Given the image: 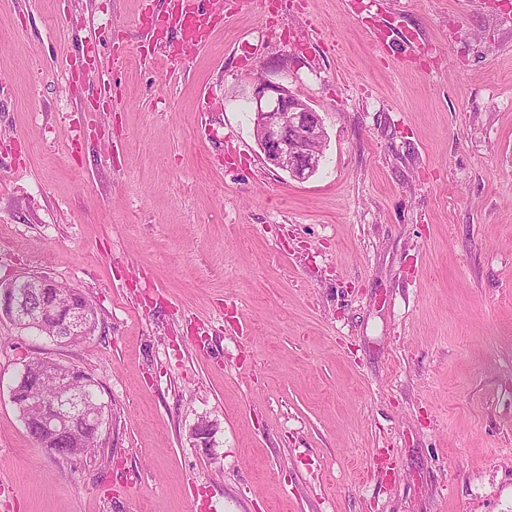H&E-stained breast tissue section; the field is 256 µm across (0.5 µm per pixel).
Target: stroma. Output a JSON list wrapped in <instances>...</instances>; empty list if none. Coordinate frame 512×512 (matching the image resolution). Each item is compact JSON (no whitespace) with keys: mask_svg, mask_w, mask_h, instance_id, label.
<instances>
[{"mask_svg":"<svg viewBox=\"0 0 512 512\" xmlns=\"http://www.w3.org/2000/svg\"><path fill=\"white\" fill-rule=\"evenodd\" d=\"M169 8L0 0V280L99 317H0L13 512H512V0L232 2L182 57ZM261 75L322 118L307 180ZM32 358L95 381L96 457L28 435ZM249 103L255 139L267 163L294 180L311 177L323 158L326 132L309 103L268 79L255 85ZM29 281L38 283L37 277L33 275H20L13 277L0 284V313L8 317L14 322L30 320L33 316L43 320L45 315L43 309L33 308L36 305L43 304L46 308V313L52 315L57 321L64 320L70 311V317L62 324L59 334L55 336L56 322L47 320L38 326H18L16 329L20 331H35L39 334L45 335L48 338H54L56 342L66 345H77L87 339H90L93 330L87 322L88 313L93 309L90 303H87L85 308L75 310L85 305V297L78 291L72 288H67L62 285H54L52 288L46 290L39 297L31 298L28 300V295L34 293V286L29 285ZM8 314V315H6ZM83 335V336H77ZM58 336H68L61 338Z\"/></svg>","mask_w":512,"mask_h":512,"instance_id":"35a3bbf8","label":"stroma"}]
</instances>
